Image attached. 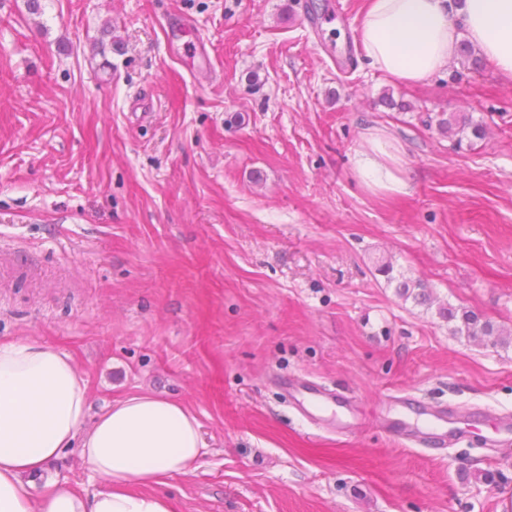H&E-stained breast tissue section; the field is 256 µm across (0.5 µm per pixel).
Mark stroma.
Masks as SVG:
<instances>
[{
  "mask_svg": "<svg viewBox=\"0 0 512 512\" xmlns=\"http://www.w3.org/2000/svg\"><path fill=\"white\" fill-rule=\"evenodd\" d=\"M329 2L0 0V341L71 354L94 409L185 404L207 453L154 488L178 512H512V340L439 314L512 337V79L458 58L393 82L358 49L363 0L310 27ZM376 133L405 193L355 171ZM286 379L349 397L351 429ZM395 395L469 438L391 436ZM443 315L448 318V322L460 320L461 325L454 329V332L464 334L465 336L477 339L484 336H501L498 329L490 321H481L475 316L463 312L458 316V312L453 308L448 307V310L443 311Z\"/></svg>",
  "mask_w": 512,
  "mask_h": 512,
  "instance_id": "1",
  "label": "stroma"
}]
</instances>
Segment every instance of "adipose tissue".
Listing matches in <instances>:
<instances>
[{"instance_id": "obj_1", "label": "adipose tissue", "mask_w": 512, "mask_h": 512, "mask_svg": "<svg viewBox=\"0 0 512 512\" xmlns=\"http://www.w3.org/2000/svg\"><path fill=\"white\" fill-rule=\"evenodd\" d=\"M464 38L512 78V0L364 2L363 52L391 80L426 82ZM356 171L373 191L406 189L401 150L382 136H372ZM70 448L100 488L80 490L54 472ZM205 449L198 420L182 404L141 392L92 412L72 356L36 339L0 342V512H177L150 488L194 474Z\"/></svg>"}]
</instances>
